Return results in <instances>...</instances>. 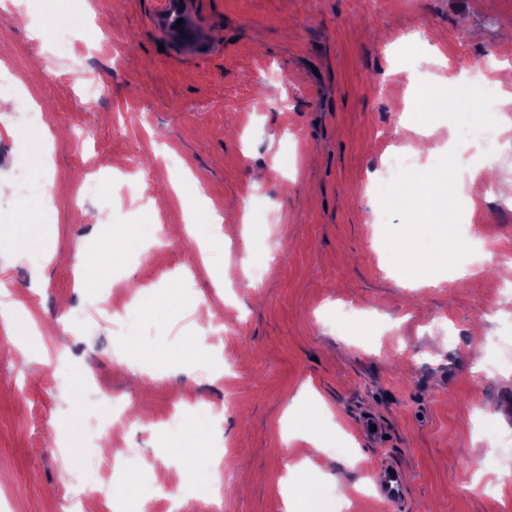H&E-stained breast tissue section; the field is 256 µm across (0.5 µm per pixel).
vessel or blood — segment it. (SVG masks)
Masks as SVG:
<instances>
[{
    "label": "vessel or blood",
    "instance_id": "obj_1",
    "mask_svg": "<svg viewBox=\"0 0 512 512\" xmlns=\"http://www.w3.org/2000/svg\"><path fill=\"white\" fill-rule=\"evenodd\" d=\"M151 23L172 44L178 55L186 60L194 61L214 51L202 35L190 0H156ZM373 479L380 497L385 501L399 504L405 500L407 486L396 464H385L374 473Z\"/></svg>",
    "mask_w": 512,
    "mask_h": 512
}]
</instances>
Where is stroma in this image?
<instances>
[{
	"label": "stroma",
	"instance_id": "obj_1",
	"mask_svg": "<svg viewBox=\"0 0 512 512\" xmlns=\"http://www.w3.org/2000/svg\"><path fill=\"white\" fill-rule=\"evenodd\" d=\"M382 2L193 0L217 51L189 62L163 48L155 0H38L24 15L0 0V65L47 116L0 122V224L18 227L0 239V270L20 310L0 342L41 327L32 359L0 355V512H80L112 484L92 429L111 408L92 381L129 409L112 434L125 481L155 512L172 495L196 512L215 467L224 512H336L340 500L348 512H512V484L500 483L512 474V361L500 359L512 350V264L496 260L512 249V148L487 181L478 144L455 146L452 122L431 123L434 151L456 148L476 175L461 222L480 228L478 250L435 284L401 287L378 225L381 167L419 139L395 134L419 82L495 85L492 115L512 119V0ZM73 11L99 33L84 60L33 45ZM20 169L50 198L21 195ZM211 211L224 218L219 247ZM96 212L104 223H89ZM154 223L160 240L139 246L134 226ZM125 286L173 304L139 317L134 345L106 323L79 333L84 301ZM345 306L357 316L337 323ZM218 314L223 340L188 352ZM64 379L68 407L56 400ZM197 403L219 409V431L193 419ZM368 416L385 428L380 444L360 431ZM313 429L325 449L307 497L281 481ZM192 440L191 467L178 466L175 448ZM387 460L408 487L400 506L370 477Z\"/></svg>",
	"mask_w": 512,
	"mask_h": 512
}]
</instances>
